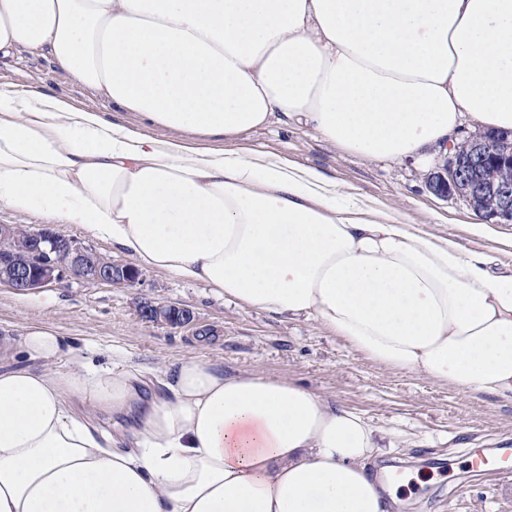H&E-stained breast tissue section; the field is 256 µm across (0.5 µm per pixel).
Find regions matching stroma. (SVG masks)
<instances>
[{"mask_svg": "<svg viewBox=\"0 0 512 512\" xmlns=\"http://www.w3.org/2000/svg\"><path fill=\"white\" fill-rule=\"evenodd\" d=\"M0 88L41 91L150 137L174 136L98 97L42 50L1 57ZM198 145L280 156L316 169L401 223L472 251H495L501 266L512 267V224L477 233L481 218L465 201L430 191L428 177L443 156L427 164L412 158L367 160L290 123L224 140L205 138ZM146 301L190 309L194 320L176 329L142 321L139 308ZM37 326L58 332L86 355L92 369L106 365L111 352L121 353L151 387L164 366L206 357L228 373L255 371L299 383L361 414L390 444L378 464L413 467L430 478L402 496L393 512H512V468L479 472L472 466L477 453L498 458L512 448L511 399L467 396L424 374L375 364L315 322L243 309L205 284L145 268L131 288L73 279L21 295L0 286V341L20 344Z\"/></svg>", "mask_w": 512, "mask_h": 512, "instance_id": "1", "label": "stroma"}]
</instances>
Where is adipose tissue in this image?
I'll list each match as a JSON object with an SVG mask.
<instances>
[{
  "instance_id": "ef3b65f1",
  "label": "adipose tissue",
  "mask_w": 512,
  "mask_h": 512,
  "mask_svg": "<svg viewBox=\"0 0 512 512\" xmlns=\"http://www.w3.org/2000/svg\"><path fill=\"white\" fill-rule=\"evenodd\" d=\"M43 49L151 125L236 137L288 118L367 159H427L462 120L512 132V0H0V55ZM81 224L368 360L512 399V268L320 172L157 141L0 89V206ZM0 344V512H390L379 433L294 382L204 357L144 391L49 328Z\"/></svg>"
}]
</instances>
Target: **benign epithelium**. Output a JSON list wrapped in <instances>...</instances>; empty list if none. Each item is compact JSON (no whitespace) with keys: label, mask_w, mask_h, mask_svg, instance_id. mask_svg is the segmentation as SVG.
Returning a JSON list of instances; mask_svg holds the SVG:
<instances>
[{"label":"benign epithelium","mask_w":512,"mask_h":512,"mask_svg":"<svg viewBox=\"0 0 512 512\" xmlns=\"http://www.w3.org/2000/svg\"><path fill=\"white\" fill-rule=\"evenodd\" d=\"M450 157L430 174L428 187L436 195L464 199L485 220L512 223V144L498 135L469 134L449 149ZM12 260L0 267V284L18 294L60 285L68 278L132 286L140 270L112 261L97 249L64 232L43 227L25 236L12 224H0V254ZM142 319L171 328L193 321L185 308L146 302Z\"/></svg>","instance_id":"1"}]
</instances>
